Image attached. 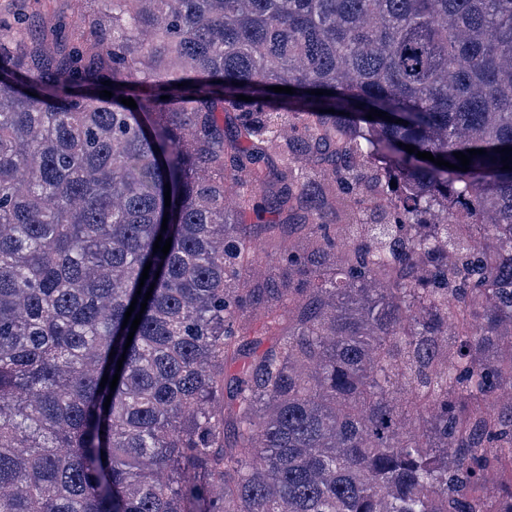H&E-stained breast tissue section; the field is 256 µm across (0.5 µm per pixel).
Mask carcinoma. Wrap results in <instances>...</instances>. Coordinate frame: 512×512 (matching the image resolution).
Instances as JSON below:
<instances>
[{
	"instance_id": "obj_1",
	"label": "carcinoma",
	"mask_w": 512,
	"mask_h": 512,
	"mask_svg": "<svg viewBox=\"0 0 512 512\" xmlns=\"http://www.w3.org/2000/svg\"><path fill=\"white\" fill-rule=\"evenodd\" d=\"M100 2L0 20V512H512V0ZM101 8L97 2L78 3V0H0V19L12 21L23 17L27 21L24 39L18 44L20 53L28 52L36 43L47 50H56L55 27L66 25L69 41L81 42L86 35L85 16Z\"/></svg>"
}]
</instances>
